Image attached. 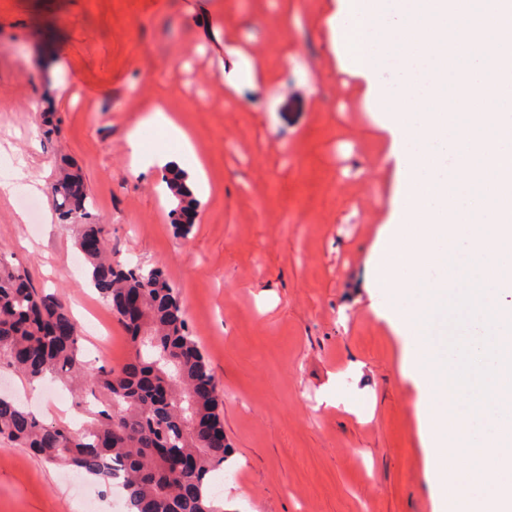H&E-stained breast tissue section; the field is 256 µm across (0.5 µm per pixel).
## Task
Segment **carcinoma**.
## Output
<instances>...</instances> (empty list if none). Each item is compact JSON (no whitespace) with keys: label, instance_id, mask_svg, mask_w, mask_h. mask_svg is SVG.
<instances>
[{"label":"carcinoma","instance_id":"obj_1","mask_svg":"<svg viewBox=\"0 0 512 512\" xmlns=\"http://www.w3.org/2000/svg\"><path fill=\"white\" fill-rule=\"evenodd\" d=\"M186 178L181 170L162 175L184 235L199 208ZM52 193L60 216L78 226L91 283L127 332L132 361H88L79 324L0 249V369L29 384L48 376L85 382L74 400L89 415L73 430L44 422L1 394L0 445L28 448L44 462L92 476L109 489L120 483L128 512H224L204 489L232 449L222 440L209 443L202 432L224 433V387L193 336L176 288L159 267L113 258L78 174L63 171Z\"/></svg>","mask_w":512,"mask_h":512}]
</instances>
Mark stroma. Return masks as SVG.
Returning a JSON list of instances; mask_svg holds the SVG:
<instances>
[{
    "mask_svg": "<svg viewBox=\"0 0 512 512\" xmlns=\"http://www.w3.org/2000/svg\"><path fill=\"white\" fill-rule=\"evenodd\" d=\"M340 0H0V165L51 183L77 169L125 264L161 266L224 386L233 457L210 482L225 512H434L400 347L369 310L370 254L390 216L386 134L333 47ZM242 62L249 78L222 79ZM151 80H144V73ZM165 106L207 178L190 234L161 155L176 141L147 124ZM54 132L40 133L45 122ZM142 127L140 156L128 134ZM0 199V248L57 295L98 363L130 357L122 326L90 282L77 229ZM361 364L353 380L349 368ZM364 392L362 415L322 402L331 378ZM0 373V390L72 424L70 391L49 395ZM113 512L112 492L0 450V512Z\"/></svg>",
    "mask_w": 512,
    "mask_h": 512,
    "instance_id": "obj_1",
    "label": "stroma"
}]
</instances>
